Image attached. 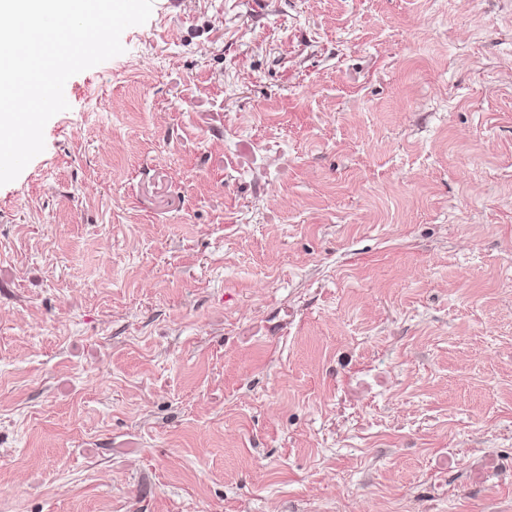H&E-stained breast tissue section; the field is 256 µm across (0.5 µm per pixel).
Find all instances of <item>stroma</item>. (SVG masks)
I'll return each mask as SVG.
<instances>
[{
	"instance_id": "stroma-1",
	"label": "stroma",
	"mask_w": 512,
	"mask_h": 512,
	"mask_svg": "<svg viewBox=\"0 0 512 512\" xmlns=\"http://www.w3.org/2000/svg\"><path fill=\"white\" fill-rule=\"evenodd\" d=\"M0 186V512H512V0H153Z\"/></svg>"
}]
</instances>
